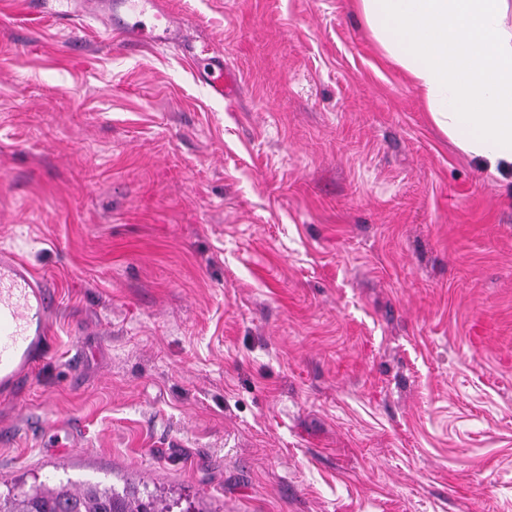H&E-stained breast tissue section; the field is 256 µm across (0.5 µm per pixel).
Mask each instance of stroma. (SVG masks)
Returning <instances> with one entry per match:
<instances>
[{
    "instance_id": "obj_1",
    "label": "stroma",
    "mask_w": 512,
    "mask_h": 512,
    "mask_svg": "<svg viewBox=\"0 0 512 512\" xmlns=\"http://www.w3.org/2000/svg\"><path fill=\"white\" fill-rule=\"evenodd\" d=\"M0 0V249L49 281L0 483L172 512H512V173L351 0H161L237 78ZM206 61L204 71L208 70V72L205 74V81L213 95L221 99L233 97L236 79L229 69H224V60L219 57H209Z\"/></svg>"
}]
</instances>
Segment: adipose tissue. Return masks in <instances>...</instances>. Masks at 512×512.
I'll list each match as a JSON object with an SVG mask.
<instances>
[{
    "instance_id": "1",
    "label": "adipose tissue",
    "mask_w": 512,
    "mask_h": 512,
    "mask_svg": "<svg viewBox=\"0 0 512 512\" xmlns=\"http://www.w3.org/2000/svg\"><path fill=\"white\" fill-rule=\"evenodd\" d=\"M434 124L489 170H512V0H353Z\"/></svg>"
}]
</instances>
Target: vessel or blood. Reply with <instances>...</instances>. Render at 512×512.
<instances>
[{
    "instance_id": "b4317fda",
    "label": "vessel or blood",
    "mask_w": 512,
    "mask_h": 512,
    "mask_svg": "<svg viewBox=\"0 0 512 512\" xmlns=\"http://www.w3.org/2000/svg\"><path fill=\"white\" fill-rule=\"evenodd\" d=\"M177 26L157 0H112V30L125 38L127 48L149 43L165 46ZM205 81L214 96L233 97L236 79L218 57L208 58ZM53 311L50 287L26 263L9 251L0 252V393H13L34 359L48 345V322Z\"/></svg>"
}]
</instances>
